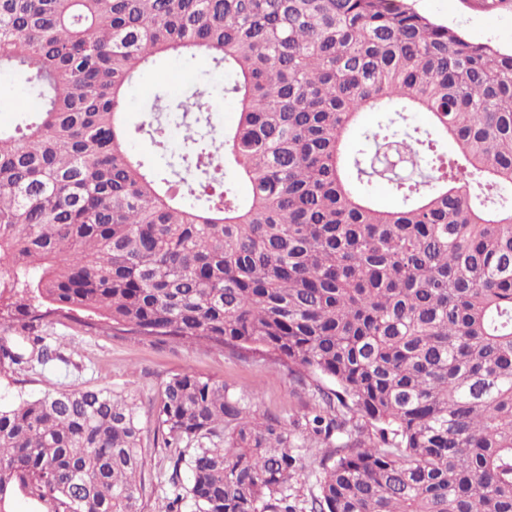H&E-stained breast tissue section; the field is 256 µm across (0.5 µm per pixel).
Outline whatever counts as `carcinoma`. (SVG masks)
I'll return each mask as SVG.
<instances>
[{
	"mask_svg": "<svg viewBox=\"0 0 512 512\" xmlns=\"http://www.w3.org/2000/svg\"><path fill=\"white\" fill-rule=\"evenodd\" d=\"M170 54L224 69L234 128L214 135L205 86L128 126L126 88ZM2 74L38 107L0 128V321L21 329L1 368L48 361L36 328L61 315L332 384L302 424L170 377L158 512H512V53L408 0H0ZM366 110L384 122L348 154ZM171 112L177 160L128 150L164 148ZM390 147L414 176L376 164ZM377 180L399 207L374 206ZM140 409L93 387L0 406V512H142ZM186 132L177 121H171L167 127L166 151L159 152L147 139L132 138L128 141V149L135 155L148 158L157 166H164L166 162L172 161L183 148V138Z\"/></svg>",
	"mask_w": 512,
	"mask_h": 512,
	"instance_id": "1",
	"label": "carcinoma"
}]
</instances>
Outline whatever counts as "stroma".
<instances>
[{"label": "stroma", "mask_w": 512, "mask_h": 512, "mask_svg": "<svg viewBox=\"0 0 512 512\" xmlns=\"http://www.w3.org/2000/svg\"><path fill=\"white\" fill-rule=\"evenodd\" d=\"M413 9L434 22L448 26L474 42L488 43L501 51L512 50V0H409ZM223 69L204 57L187 60L171 56L130 84L126 90V120L142 121L143 110L159 92L183 97L192 88L207 86L212 122L217 131L233 127L238 105L224 95ZM39 333L53 351L46 364L0 373V403L18 396H38L53 389L95 387L134 394L141 402L145 464L142 473L143 512H155L168 491L173 449L164 447L155 433L150 411L166 381L191 371L223 383L229 393L250 402L257 418L275 415L300 419L315 406L310 387L298 380L287 365L262 352L235 353L200 341L133 338L105 335L70 318H51Z\"/></svg>", "instance_id": "35a3bbf8"}]
</instances>
